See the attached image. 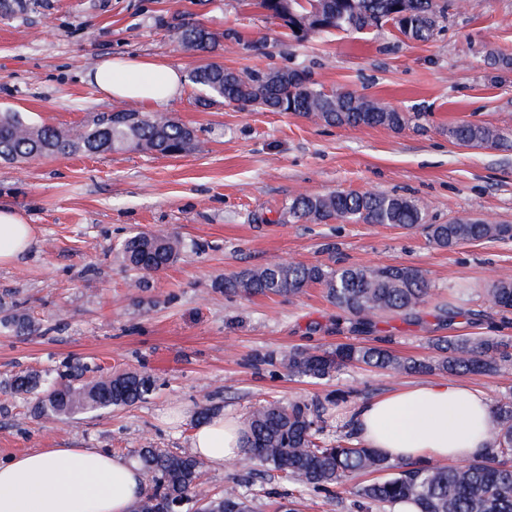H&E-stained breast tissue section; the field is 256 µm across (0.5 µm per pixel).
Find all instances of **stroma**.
<instances>
[{"instance_id":"stroma-1","label":"stroma","mask_w":512,"mask_h":512,"mask_svg":"<svg viewBox=\"0 0 512 512\" xmlns=\"http://www.w3.org/2000/svg\"><path fill=\"white\" fill-rule=\"evenodd\" d=\"M203 23L240 42L217 60L235 70L298 69L324 90L348 89L412 115L403 131L335 127L290 112L217 100L200 103L184 83L164 105L192 128L197 146L169 157L143 151L0 160V208L34 227L31 248L0 265V301L29 312L40 328L19 336L0 327V460L38 448H101L133 458L144 444L190 453L204 406L246 417L268 401L321 409L327 439L345 433L363 400L440 372L401 374L350 366L325 380L289 376L281 355L369 343L404 357L434 356L440 336H495L512 346V312L491 307L494 282L512 279V239L448 250L422 232L388 224L298 222V194L382 192L416 200L433 224L483 218L512 225V149L449 142L448 126L469 121L512 136V0H465L426 42L390 25L280 38L250 0H26L0 12V112L64 130L101 113L141 111L106 96L88 75L107 58L152 56L188 72L199 53L173 28ZM135 232L179 236L180 258L130 286L117 250ZM288 259L370 267L411 265L426 275L428 302L413 313L356 325L312 286L294 296L224 293V274ZM450 314L439 318L436 305ZM85 364L95 374L145 371L156 391L144 402L48 422L5 391L25 370L57 375ZM202 489L247 497L252 512H282L292 491L279 472L240 463L207 467Z\"/></svg>"}]
</instances>
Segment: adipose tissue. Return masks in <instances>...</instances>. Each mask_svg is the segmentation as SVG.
Instances as JSON below:
<instances>
[{
  "label": "adipose tissue",
  "mask_w": 512,
  "mask_h": 512,
  "mask_svg": "<svg viewBox=\"0 0 512 512\" xmlns=\"http://www.w3.org/2000/svg\"><path fill=\"white\" fill-rule=\"evenodd\" d=\"M90 80L117 100L165 105L182 93L179 69L151 56L114 57ZM33 241V227L0 210V265ZM350 422L361 444L392 460L464 463L493 444L495 419L488 398L456 379L417 383L360 402ZM242 420L218 415L199 424L194 454L215 466L240 460ZM145 488L138 466L100 448H43L0 461V512H129Z\"/></svg>",
  "instance_id": "1"
}]
</instances>
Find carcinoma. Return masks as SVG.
<instances>
[{
  "label": "carcinoma",
  "mask_w": 512,
  "mask_h": 512,
  "mask_svg": "<svg viewBox=\"0 0 512 512\" xmlns=\"http://www.w3.org/2000/svg\"><path fill=\"white\" fill-rule=\"evenodd\" d=\"M317 11L298 19L295 0H259L267 16L299 38L308 33L336 30L362 32L392 23L415 41H428L439 33L448 9L462 8V0H317ZM183 47L214 52L224 42H237L236 34H216L201 23L177 29ZM189 81L205 91L203 102L222 98L244 107L269 112H291L329 126H386L405 128L409 113L355 91H330L298 70H233L216 62L199 64ZM448 139L467 147L500 149L512 145L502 132L482 124L461 123L448 128ZM192 128L166 113L124 112L99 117L91 126L62 131L35 125L16 112L0 113V160L13 163L54 154H98L117 150L150 151L163 156L183 154L195 147ZM297 221L330 220L363 224H390L424 232L434 245L454 248L483 239L512 238L500 224L458 220L428 224L426 214L409 198L373 192L299 194L288 204ZM126 266L135 271L132 287L139 288L153 274L174 263L184 252V242L166 234L134 233L118 245ZM323 288L336 308L371 328L379 318L417 309L430 294L423 272L413 266L334 268L272 260L224 276L219 287L228 294L286 296L310 286ZM492 305L512 311V279L488 289ZM0 326L18 335L37 331L27 313L6 308ZM432 360L404 358L377 345L343 343L331 350L295 349L280 364L288 375L312 379L333 376L350 365L399 373L439 371L452 378L483 372L512 370V352L491 336L437 337ZM85 366H72L65 380L52 383L37 372L13 377L6 388L13 396L34 401L36 417L59 421L112 406H132L155 389L146 373L119 372L83 379ZM494 445L464 466L444 461L427 463L392 461L354 440L348 432L332 443L323 437L325 420L317 409L302 403L266 402L255 407L247 421L248 435L242 462L280 471L299 496L288 501L285 512H299L300 496L318 494L337 499L342 493L355 498L359 512H393L400 502L414 504L418 512H512V395L493 405ZM145 489L131 512H250L246 498L233 492L205 498L198 492L205 461L147 443L137 451ZM361 473H378L367 484H353Z\"/></svg>",
  "instance_id": "cac0c4a2"
}]
</instances>
